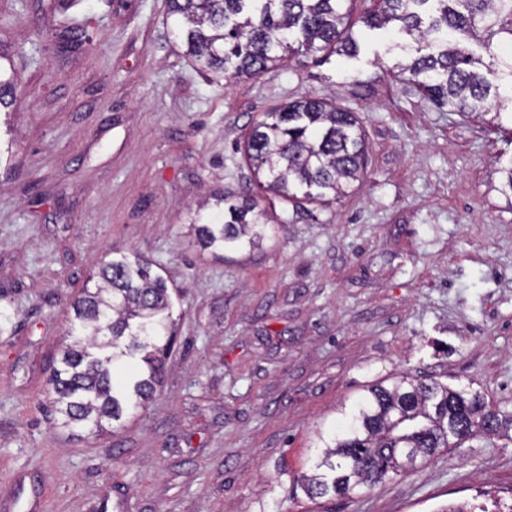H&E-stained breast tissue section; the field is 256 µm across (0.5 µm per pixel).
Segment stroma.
Here are the masks:
<instances>
[{
  "instance_id": "1",
  "label": "stroma",
  "mask_w": 512,
  "mask_h": 512,
  "mask_svg": "<svg viewBox=\"0 0 512 512\" xmlns=\"http://www.w3.org/2000/svg\"><path fill=\"white\" fill-rule=\"evenodd\" d=\"M167 0H0L17 91L0 112V512H437L512 504V440L476 438L357 497L300 477L341 403L410 373L512 408V135L433 109L393 77L404 56L355 26V56L287 57L213 81ZM307 96L357 112L368 160L331 208L281 213L261 250L199 254L187 213L238 192L240 146ZM171 295L163 389L116 434L55 428L49 363L69 303L115 252Z\"/></svg>"
}]
</instances>
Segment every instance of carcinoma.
<instances>
[{"label": "carcinoma", "instance_id": "obj_1", "mask_svg": "<svg viewBox=\"0 0 512 512\" xmlns=\"http://www.w3.org/2000/svg\"><path fill=\"white\" fill-rule=\"evenodd\" d=\"M349 0H168L174 31L198 69L226 79L255 77L284 54L352 56ZM415 43V54L396 65L441 112L487 115V127L512 125V64L496 50L512 42V0H381L358 19ZM482 48L488 61L470 45ZM254 185L295 209L330 205L346 196L366 167L365 133L357 113L322 97L277 107L255 121L244 145ZM218 210L189 212L197 245L221 258L263 245L272 217L249 188L216 195ZM72 304L62 350L49 384L47 410L67 430L84 425L96 434L117 428L143 409L162 387L173 323L165 279L135 253L104 261ZM344 425L319 433L322 451L301 485L311 499L358 497L385 480L411 475L399 456L406 448L424 466L447 448L477 437L512 435V411L483 394L432 377L409 374L368 386L343 410Z\"/></svg>", "mask_w": 512, "mask_h": 512}]
</instances>
